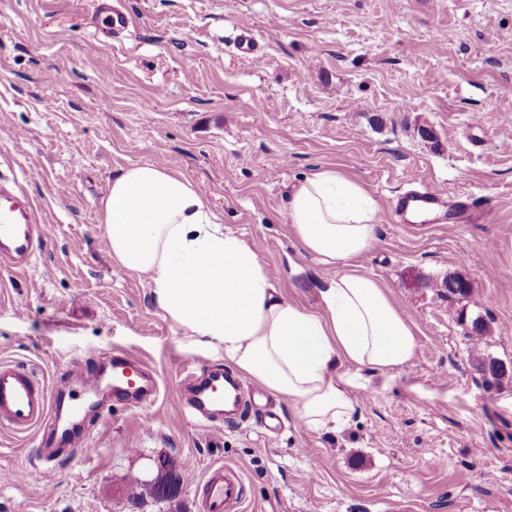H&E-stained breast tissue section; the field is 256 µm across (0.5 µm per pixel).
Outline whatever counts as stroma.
Masks as SVG:
<instances>
[{
	"mask_svg": "<svg viewBox=\"0 0 512 512\" xmlns=\"http://www.w3.org/2000/svg\"><path fill=\"white\" fill-rule=\"evenodd\" d=\"M110 34L93 0H0V173L55 227L18 269L0 266V361L26 365L52 397L113 355L143 359L156 402L101 393L85 447L44 474L52 425L0 428V512H169L130 504L125 474L153 458L235 468L245 512H512V0H119ZM260 61L236 47L242 29ZM153 163L198 183L226 227L313 307L340 268L308 255L280 216L322 167L361 182L381 209L409 178L469 198L474 217L381 222L361 264L414 326L411 363L356 375L357 410L336 433L304 428L272 398L201 422L173 387L224 365L117 273L101 222L112 177ZM456 272L468 296L441 282ZM484 317L480 350L467 320ZM503 363L485 384L478 355ZM96 12L101 15L102 25L114 33L120 32L128 26V17L120 9L102 3L97 5Z\"/></svg>",
	"mask_w": 512,
	"mask_h": 512,
	"instance_id": "35a3bbf8",
	"label": "stroma"
}]
</instances>
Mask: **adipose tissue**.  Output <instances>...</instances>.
<instances>
[{"label":"adipose tissue","mask_w":512,"mask_h":512,"mask_svg":"<svg viewBox=\"0 0 512 512\" xmlns=\"http://www.w3.org/2000/svg\"><path fill=\"white\" fill-rule=\"evenodd\" d=\"M379 214L367 189L336 168L293 185L284 223L306 253L341 268L314 307L287 299L253 246L174 170L121 169L101 222L116 269L144 275L154 306L178 330L223 351L240 376L292 404L307 429L336 432L358 405L349 369H399L416 347L408 318L358 264Z\"/></svg>","instance_id":"1"}]
</instances>
